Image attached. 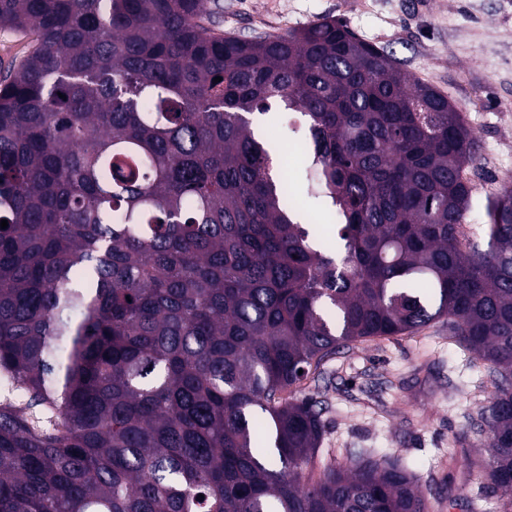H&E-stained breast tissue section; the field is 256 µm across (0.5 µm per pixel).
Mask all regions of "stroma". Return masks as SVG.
<instances>
[{"instance_id":"obj_1","label":"stroma","mask_w":512,"mask_h":512,"mask_svg":"<svg viewBox=\"0 0 512 512\" xmlns=\"http://www.w3.org/2000/svg\"><path fill=\"white\" fill-rule=\"evenodd\" d=\"M224 35L275 36L322 19L345 23L361 40L462 109L478 144L470 180L478 199L512 187V0H218ZM320 381L297 397L319 401L323 447L343 465L373 449L408 464L441 512H502L480 494L479 477L448 464L479 456L469 426L491 388L481 361L448 341L439 321L422 331L354 343L326 358Z\"/></svg>"}]
</instances>
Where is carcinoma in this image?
Listing matches in <instances>:
<instances>
[{
	"label": "carcinoma",
	"instance_id": "1",
	"mask_svg": "<svg viewBox=\"0 0 512 512\" xmlns=\"http://www.w3.org/2000/svg\"><path fill=\"white\" fill-rule=\"evenodd\" d=\"M211 15L0 0L35 34L0 80V512H434L398 459L314 472L294 391L444 317L493 388L463 467L512 508V188L463 243L478 148L447 97L334 19L246 39ZM271 101L307 120L330 244L254 136Z\"/></svg>",
	"mask_w": 512,
	"mask_h": 512
}]
</instances>
